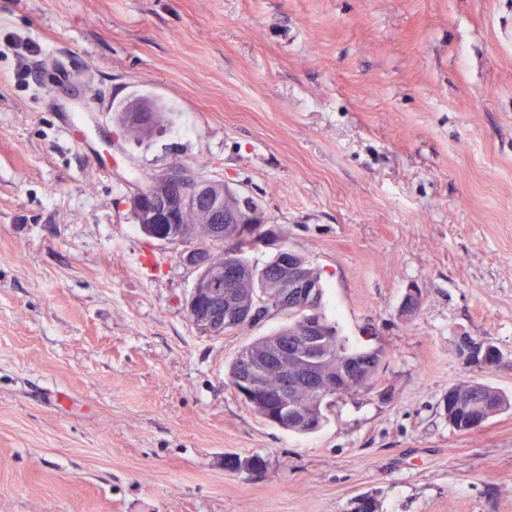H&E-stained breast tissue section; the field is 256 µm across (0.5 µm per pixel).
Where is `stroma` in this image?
Returning <instances> with one entry per match:
<instances>
[{
    "mask_svg": "<svg viewBox=\"0 0 512 512\" xmlns=\"http://www.w3.org/2000/svg\"><path fill=\"white\" fill-rule=\"evenodd\" d=\"M135 97L168 120L142 142ZM200 164L384 353L315 433L228 381L284 318L200 334L185 244L126 205ZM466 381L512 397V0H0V512H512V409L455 430ZM154 107L145 98H136L119 111L118 121L128 128L148 127L153 120Z\"/></svg>",
    "mask_w": 512,
    "mask_h": 512,
    "instance_id": "stroma-1",
    "label": "stroma"
}]
</instances>
